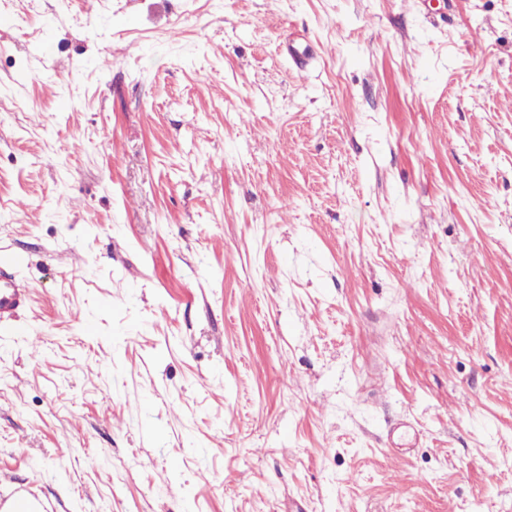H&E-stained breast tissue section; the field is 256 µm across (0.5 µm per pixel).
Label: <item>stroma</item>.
I'll return each instance as SVG.
<instances>
[{
    "label": "stroma",
    "instance_id": "stroma-1",
    "mask_svg": "<svg viewBox=\"0 0 512 512\" xmlns=\"http://www.w3.org/2000/svg\"><path fill=\"white\" fill-rule=\"evenodd\" d=\"M1 262L0 501L512 512V0H0ZM27 304V292L5 268L0 269V328L8 332L17 312Z\"/></svg>",
    "mask_w": 512,
    "mask_h": 512
}]
</instances>
